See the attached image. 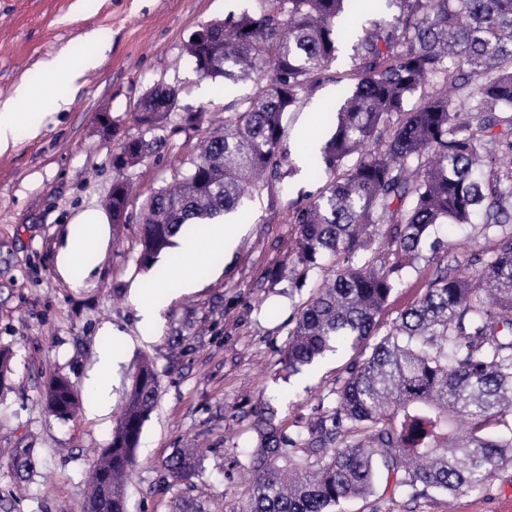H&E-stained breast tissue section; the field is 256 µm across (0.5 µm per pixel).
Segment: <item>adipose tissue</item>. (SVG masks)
I'll return each instance as SVG.
<instances>
[{
    "mask_svg": "<svg viewBox=\"0 0 512 512\" xmlns=\"http://www.w3.org/2000/svg\"><path fill=\"white\" fill-rule=\"evenodd\" d=\"M30 96L29 85L22 82L18 84L13 98L0 102V153L16 146L17 129L24 120L19 107ZM236 232L237 227L233 224H209L201 236L179 238L180 259L173 275L181 286L193 287L197 265L210 255L223 251L233 241ZM106 239L107 222L99 211L89 208L74 217L67 247L58 257L59 268L69 276L73 287H82V271L93 257L103 251ZM121 360L118 349L100 351L98 361L86 380L87 386L96 393L101 408H108L111 403L114 374Z\"/></svg>",
    "mask_w": 512,
    "mask_h": 512,
    "instance_id": "ef3b65f1",
    "label": "adipose tissue"
}]
</instances>
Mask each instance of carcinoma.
Wrapping results in <instances>:
<instances>
[{
    "mask_svg": "<svg viewBox=\"0 0 512 512\" xmlns=\"http://www.w3.org/2000/svg\"><path fill=\"white\" fill-rule=\"evenodd\" d=\"M399 8L356 28L367 0H252L224 18V34L189 40L204 78L266 84L224 117V133L203 140L192 168L149 198L139 266L155 268L173 238L240 212L259 176L280 167L283 116L351 45L354 83L337 90L331 136L312 163L325 185L296 208L299 277L331 262L288 333L283 361L299 373L349 344L358 351L335 397L292 436L267 403L255 412L248 454L251 484L241 512H336L377 491L414 501L431 492L457 498L482 488L512 463V438L490 427L512 416V0H372ZM178 97L158 84L133 113L142 129L112 154L127 169L153 148L144 134L174 112ZM413 106H408L412 98ZM130 190L112 184V209ZM479 220L485 253L463 264L439 254L440 231ZM423 280L417 303L381 318L406 269ZM386 330H381V327ZM158 396L153 365L134 376L107 447L92 461L82 512H129L127 485L145 421ZM49 405L68 420L82 406L69 380L51 379ZM205 452L182 448L163 463L173 487L199 475ZM21 480L36 473L32 448L10 450ZM172 512H209L187 492Z\"/></svg>",
    "mask_w": 512,
    "mask_h": 512,
    "instance_id": "obj_1",
    "label": "carcinoma"
}]
</instances>
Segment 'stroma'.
Masks as SVG:
<instances>
[{
	"label": "stroma",
	"mask_w": 512,
	"mask_h": 512,
	"mask_svg": "<svg viewBox=\"0 0 512 512\" xmlns=\"http://www.w3.org/2000/svg\"><path fill=\"white\" fill-rule=\"evenodd\" d=\"M244 6L245 0H0V100L28 82L33 95L22 110L43 124L34 139L19 130L17 146L0 154V349L12 354L0 386V448L35 449L41 462L40 474L20 482L0 458V512H79L93 453L109 443L146 360L158 374L159 394L127 487L131 512H171L175 493L164 489L160 463L195 446L208 454L194 495L211 512H235L251 481L256 408L270 403L286 431L304 430L354 356L330 353L297 375L282 363L297 313L326 277L319 270L297 280V227L289 212L321 187L309 176V156L329 136L320 117L337 103L345 63L285 113L281 151L289 176L254 192L230 251L200 274L195 289L171 284L160 333L141 326L132 301L146 276L137 262L145 201L185 176L200 141L222 134L225 113L256 91L248 81L224 92L222 80L201 77L185 52L192 33ZM92 31L94 43L85 39ZM101 44L105 54L75 85L40 68L63 52L81 61ZM158 83L178 88L176 108L155 131L151 154L126 172L135 187L127 223L110 226L85 287H72L57 269L68 225L83 209H105L117 139L140 135L133 106ZM197 111L205 114L203 124L184 125L183 114ZM104 114L117 125V138L104 135ZM107 324L123 335L107 413L92 401L58 419L43 403L47 382L62 376L84 390ZM505 503L512 504V467L454 501L439 493L414 504L372 495L342 510L502 512Z\"/></svg>",
	"instance_id": "stroma-1"
}]
</instances>
